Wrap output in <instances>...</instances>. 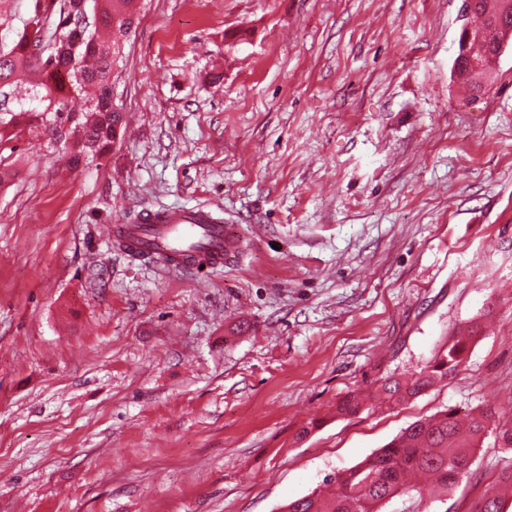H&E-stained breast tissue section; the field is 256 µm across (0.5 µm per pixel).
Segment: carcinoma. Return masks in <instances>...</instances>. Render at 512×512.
Instances as JSON below:
<instances>
[{
	"instance_id": "carcinoma-1",
	"label": "carcinoma",
	"mask_w": 512,
	"mask_h": 512,
	"mask_svg": "<svg viewBox=\"0 0 512 512\" xmlns=\"http://www.w3.org/2000/svg\"><path fill=\"white\" fill-rule=\"evenodd\" d=\"M501 2L490 8L487 0H476L472 13L482 19L484 33L472 53L477 60H486V33L503 18ZM136 15L135 0H34L32 14L17 29L15 0H0V26L14 33L0 42V145L46 121L70 145L75 161L101 154L122 127L121 112L110 104L111 80ZM89 88L85 108L72 111V95ZM474 339L472 332L454 337L418 375L387 378L381 388L396 402L419 395L458 370ZM363 405L361 397L348 395L337 402L336 414H355ZM490 419L485 412L461 419L448 408L416 422L366 461L336 474L331 492L315 490L281 512H382L405 490L409 474L433 475L447 489L467 474Z\"/></svg>"
}]
</instances>
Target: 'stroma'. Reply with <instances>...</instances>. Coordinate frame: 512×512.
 Masks as SVG:
<instances>
[{
	"instance_id": "stroma-1",
	"label": "stroma",
	"mask_w": 512,
	"mask_h": 512,
	"mask_svg": "<svg viewBox=\"0 0 512 512\" xmlns=\"http://www.w3.org/2000/svg\"><path fill=\"white\" fill-rule=\"evenodd\" d=\"M139 3L117 142L5 161L0 512H278L440 410L512 413V47L476 90L462 0ZM177 206L239 240L207 276L108 233ZM471 325L455 374L382 400ZM511 473L491 430L384 512H475Z\"/></svg>"
}]
</instances>
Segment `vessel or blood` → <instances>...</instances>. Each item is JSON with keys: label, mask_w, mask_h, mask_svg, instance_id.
<instances>
[{"label": "vessel or blood", "mask_w": 512, "mask_h": 512, "mask_svg": "<svg viewBox=\"0 0 512 512\" xmlns=\"http://www.w3.org/2000/svg\"><path fill=\"white\" fill-rule=\"evenodd\" d=\"M112 233L124 237L133 250L163 251L177 264L207 269L223 264L237 245L230 227L214 223L204 209H151L138 223L113 225Z\"/></svg>", "instance_id": "1"}]
</instances>
